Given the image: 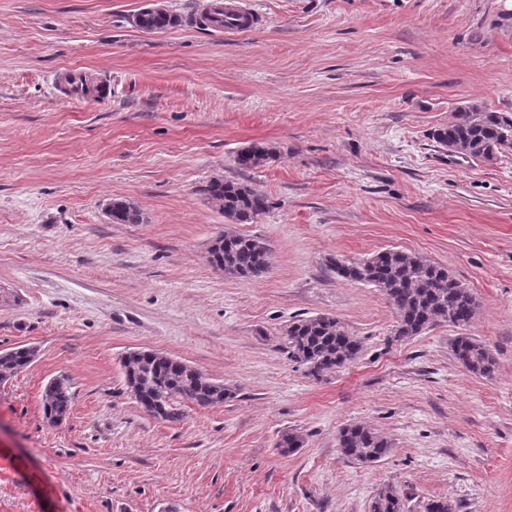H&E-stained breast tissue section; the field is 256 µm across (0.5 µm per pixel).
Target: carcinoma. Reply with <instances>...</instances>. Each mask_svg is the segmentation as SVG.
I'll list each match as a JSON object with an SVG mask.
<instances>
[{
  "instance_id": "1",
  "label": "carcinoma",
  "mask_w": 512,
  "mask_h": 512,
  "mask_svg": "<svg viewBox=\"0 0 512 512\" xmlns=\"http://www.w3.org/2000/svg\"><path fill=\"white\" fill-rule=\"evenodd\" d=\"M174 24L168 14H147L139 28L146 32L161 31ZM440 146L455 153L491 160L512 147V114L482 109L457 108L454 119L431 132ZM269 151L253 146L238 153L236 163L242 169L258 166ZM210 203L234 224H251L269 209L268 199L241 182L215 179L204 189ZM112 221L139 224L142 212L133 203L112 200ZM209 262L224 274L242 279L257 277L267 270L269 248L258 238L226 231L214 240ZM336 273L342 278L380 289L397 313L394 338L420 336L429 328L448 323L467 329L478 310L471 289L448 271L416 253L386 249L357 261H336ZM288 356L307 366L310 375L320 378L353 362L361 351L360 340L351 335L333 316L299 318L284 332ZM452 351L469 372L491 376L496 360L473 337L461 333L452 342ZM37 349L21 346L0 352V382H6L28 367ZM121 367L127 390L152 417L169 423L184 420L181 403L199 407H218L233 397L224 382L212 379L194 366L154 350L126 353ZM73 405L71 379L60 375L47 385L42 394L44 417L67 418ZM338 447L346 457L361 464L376 463L390 451L391 443L372 429L352 425L339 431ZM370 512H405L397 492L383 486L370 504Z\"/></svg>"
}]
</instances>
